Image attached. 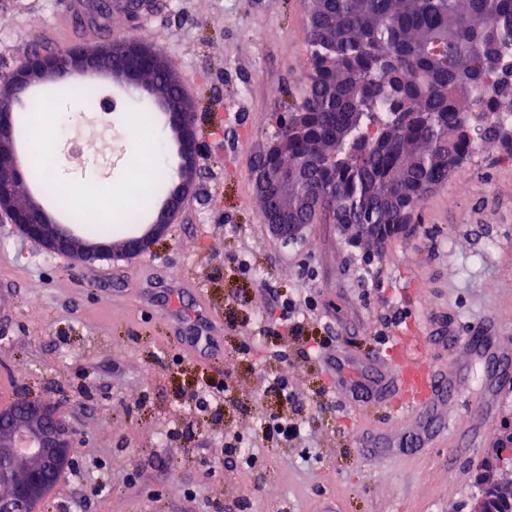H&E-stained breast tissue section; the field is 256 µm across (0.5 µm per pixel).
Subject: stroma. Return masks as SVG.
Masks as SVG:
<instances>
[{"label": "stroma", "instance_id": "35a3bbf8", "mask_svg": "<svg viewBox=\"0 0 512 512\" xmlns=\"http://www.w3.org/2000/svg\"><path fill=\"white\" fill-rule=\"evenodd\" d=\"M309 0H158L154 17H112V33L80 28L69 0H0V74L35 50L134 38L160 48L197 106L202 146L195 189L166 240L139 256L85 263L53 255L0 222V378L60 409L82 453L38 512H469L475 469L512 431V385L481 380L447 414L477 434L475 447L368 452L365 435L388 426L392 405L352 400L359 361H390L395 336L444 320L454 337L435 350L448 371L469 360L473 337L512 346V159L473 152L465 173L426 197L386 245L364 255L334 224L295 239L266 225L255 160L306 91ZM59 111L80 119L52 150L55 180L76 195L86 176L115 183L128 161L125 114L100 127L69 82L48 84ZM248 259L249 272L238 262ZM206 291L224 326L216 359L189 358L166 314ZM314 298L305 336L329 337L318 354L303 339L268 334L273 299ZM287 350V361L274 353ZM350 357L340 375L331 355ZM286 377L301 415L267 385ZM231 399H224V392ZM215 395L198 411L195 396ZM302 434L265 440L273 416ZM256 449L259 470L224 469V439Z\"/></svg>", "mask_w": 512, "mask_h": 512}]
</instances>
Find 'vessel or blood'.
<instances>
[{
  "label": "vessel or blood",
  "mask_w": 512,
  "mask_h": 512,
  "mask_svg": "<svg viewBox=\"0 0 512 512\" xmlns=\"http://www.w3.org/2000/svg\"><path fill=\"white\" fill-rule=\"evenodd\" d=\"M197 307L193 313L170 312L168 318L174 327L189 321H202L210 305L202 289H195ZM220 322H210L208 329L180 339L182 350L200 359L207 358L214 347L215 336L221 333ZM399 357L392 366L375 360L363 361L368 375L366 385L369 396L383 400H396L397 416L393 427L375 434H366L363 445L376 448L380 445H400L406 429H413L414 444L425 448L440 443L475 445V438L468 429L457 422H445L442 412L448 401L468 391L475 370H482L486 379L497 376L499 368L512 357L504 348L479 346L470 363L459 369L453 377L440 374L430 361L431 346L421 333L400 337Z\"/></svg>",
  "instance_id": "1"
}]
</instances>
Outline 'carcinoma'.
<instances>
[{
  "label": "carcinoma",
  "instance_id": "carcinoma-1",
  "mask_svg": "<svg viewBox=\"0 0 512 512\" xmlns=\"http://www.w3.org/2000/svg\"><path fill=\"white\" fill-rule=\"evenodd\" d=\"M306 94L257 163L302 168L288 212L327 219L352 242L382 247L433 189L448 183L477 137L512 158V0H310ZM157 96L177 82L145 75ZM332 154L322 165L318 157ZM45 197L60 196L52 180ZM496 464L512 468V444ZM512 479L492 512H512Z\"/></svg>",
  "mask_w": 512,
  "mask_h": 512
}]
</instances>
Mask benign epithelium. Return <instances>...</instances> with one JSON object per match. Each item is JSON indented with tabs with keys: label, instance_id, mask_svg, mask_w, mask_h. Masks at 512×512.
Returning a JSON list of instances; mask_svg holds the SVG:
<instances>
[{
	"label": "benign epithelium",
	"instance_id": "benign-epithelium-1",
	"mask_svg": "<svg viewBox=\"0 0 512 512\" xmlns=\"http://www.w3.org/2000/svg\"><path fill=\"white\" fill-rule=\"evenodd\" d=\"M142 66L175 75L164 52L129 40L78 46L52 55L31 54L21 69L0 78V147L14 141L12 102L30 86L75 72L104 73L114 81L137 86ZM164 106L181 159L179 182L141 234L117 248L103 242H84L67 225L58 223L39 201L21 198L26 187L24 172L13 162L0 164V215L47 252L74 254L83 262L111 252L137 256L151 251L166 238L184 197L193 188L201 148L192 101L180 94L173 103L164 101ZM255 178L260 194L271 196L288 185V170L262 167ZM264 220L284 240L297 237L304 229L298 221L288 219L286 204L265 210ZM21 401L20 405L13 402L0 407V483L8 487V494L0 497V512H29L54 489L58 475L73 464V438L65 416L35 399L23 397Z\"/></svg>",
	"mask_w": 512,
	"mask_h": 512
}]
</instances>
